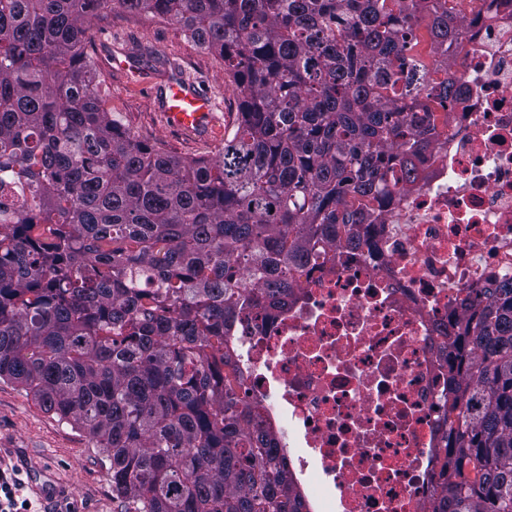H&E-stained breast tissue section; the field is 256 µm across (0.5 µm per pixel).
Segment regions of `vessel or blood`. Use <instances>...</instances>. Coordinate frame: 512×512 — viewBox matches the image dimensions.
<instances>
[{"mask_svg": "<svg viewBox=\"0 0 512 512\" xmlns=\"http://www.w3.org/2000/svg\"><path fill=\"white\" fill-rule=\"evenodd\" d=\"M160 96L161 112L168 127L188 130L202 138L211 135L220 108L214 97L184 81L169 82Z\"/></svg>", "mask_w": 512, "mask_h": 512, "instance_id": "1", "label": "vessel or blood"}]
</instances>
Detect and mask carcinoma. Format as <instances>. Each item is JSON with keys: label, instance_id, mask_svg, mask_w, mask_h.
<instances>
[{"label": "carcinoma", "instance_id": "carcinoma-1", "mask_svg": "<svg viewBox=\"0 0 512 512\" xmlns=\"http://www.w3.org/2000/svg\"><path fill=\"white\" fill-rule=\"evenodd\" d=\"M181 25L239 95L215 159L130 137L84 31L108 0H0V379L106 455L123 512H302L224 336L288 295L448 126L421 17L448 0H113ZM432 512H512V281L473 299Z\"/></svg>", "mask_w": 512, "mask_h": 512}]
</instances>
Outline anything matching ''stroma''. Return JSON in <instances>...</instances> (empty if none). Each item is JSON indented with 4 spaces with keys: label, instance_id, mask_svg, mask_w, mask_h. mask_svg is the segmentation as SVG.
Here are the masks:
<instances>
[{
    "label": "stroma",
    "instance_id": "stroma-1",
    "mask_svg": "<svg viewBox=\"0 0 512 512\" xmlns=\"http://www.w3.org/2000/svg\"><path fill=\"white\" fill-rule=\"evenodd\" d=\"M96 82L108 108L136 140L180 157H212L237 119V96L223 60L186 37L178 24L142 14L106 8L85 34ZM135 59V70L118 72L112 56ZM195 80L223 104L211 137L169 131L157 110V89L170 80ZM0 462L17 466L26 483L25 497L35 498L32 477L54 483L60 499L77 512H120L112 496L110 464L91 439L56 415L22 386L0 380Z\"/></svg>",
    "mask_w": 512,
    "mask_h": 512
}]
</instances>
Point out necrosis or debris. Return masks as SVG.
Instances as JSON below:
<instances>
[{
    "label": "necrosis or debris",
    "instance_id": "1",
    "mask_svg": "<svg viewBox=\"0 0 512 512\" xmlns=\"http://www.w3.org/2000/svg\"><path fill=\"white\" fill-rule=\"evenodd\" d=\"M435 46L455 92L422 181L370 205L286 305L240 309L225 340L304 512H431L456 376L449 334L512 280V0H451Z\"/></svg>",
    "mask_w": 512,
    "mask_h": 512
}]
</instances>
